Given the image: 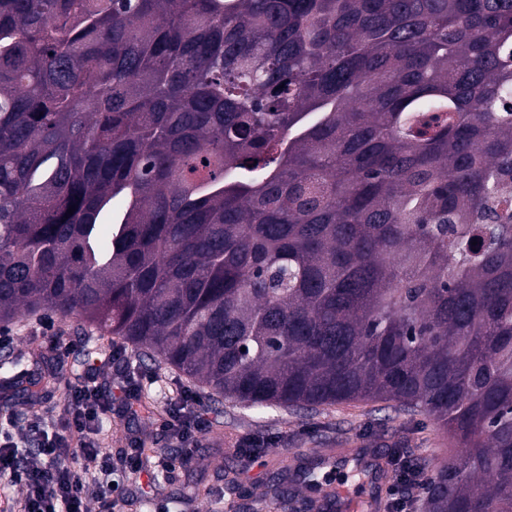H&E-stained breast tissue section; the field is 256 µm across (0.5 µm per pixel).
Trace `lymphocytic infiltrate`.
<instances>
[{
  "label": "lymphocytic infiltrate",
  "mask_w": 512,
  "mask_h": 512,
  "mask_svg": "<svg viewBox=\"0 0 512 512\" xmlns=\"http://www.w3.org/2000/svg\"><path fill=\"white\" fill-rule=\"evenodd\" d=\"M100 392L96 375L86 371L83 384L68 394L55 419V432H45L43 420L35 421L40 439L34 457H24L13 439L0 443V477L23 492L16 512H88L90 478L86 470L69 464L74 452L93 460L103 474L119 466L139 469L136 451L115 458L100 447V419L112 408L111 401L102 400ZM191 400L187 394L171 403L165 421L167 430L180 442L185 460L192 457L208 431L202 411L192 409Z\"/></svg>",
  "instance_id": "1"
}]
</instances>
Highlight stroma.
<instances>
[{
	"label": "stroma",
	"mask_w": 512,
	"mask_h": 512,
	"mask_svg": "<svg viewBox=\"0 0 512 512\" xmlns=\"http://www.w3.org/2000/svg\"><path fill=\"white\" fill-rule=\"evenodd\" d=\"M10 334L12 341L0 345V356H39L42 345L53 338L71 348L61 377L42 388L37 404L0 407V423L11 424L13 433L20 436V446L32 449L36 443L26 434L29 420L36 414L45 418L57 414L70 390L82 382L86 342L96 341L98 349L105 352L112 346L97 329L79 327L72 318L56 319L52 329H43L37 313L12 323ZM124 374L138 386L140 401L137 416L116 414L104 425L100 445L113 456L124 453L134 435L141 440L145 469L152 466L157 453L178 456L164 419L170 400L184 388L197 394L209 425L192 459L177 464L167 476H150L145 469L116 471L120 499L113 512H311L307 506L310 493L300 483L288 482L290 500L285 507L267 497L282 465L293 463L296 454L312 459L321 457L327 448H369L380 453L403 448L411 457L427 462L430 476L450 454L448 437L432 418L381 402L322 406L313 412L278 406L257 410L228 398L218 402L209 387L126 344L112 362L113 377ZM242 439L263 447V455L253 461L242 460L235 450Z\"/></svg>",
	"instance_id": "obj_1"
}]
</instances>
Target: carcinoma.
I'll return each mask as SVG.
<instances>
[{
    "label": "carcinoma",
    "instance_id": "carcinoma-1",
    "mask_svg": "<svg viewBox=\"0 0 512 512\" xmlns=\"http://www.w3.org/2000/svg\"><path fill=\"white\" fill-rule=\"evenodd\" d=\"M511 187L512 0H0V324L423 413L425 512H512Z\"/></svg>",
    "mask_w": 512,
    "mask_h": 512
}]
</instances>
